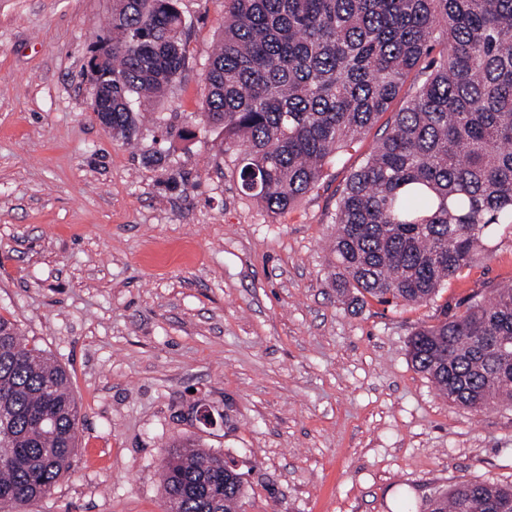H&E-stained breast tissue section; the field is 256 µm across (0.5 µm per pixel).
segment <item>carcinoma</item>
<instances>
[{
    "mask_svg": "<svg viewBox=\"0 0 512 512\" xmlns=\"http://www.w3.org/2000/svg\"><path fill=\"white\" fill-rule=\"evenodd\" d=\"M177 0H112L88 69L111 87L112 135L138 131L187 64ZM442 34L441 61L395 113L336 203L340 294L432 300L502 227L512 229V0H224L209 63L207 124L224 131L241 192L282 213L323 178L339 149L369 130ZM413 366L440 395L477 411L512 405V284L489 301L415 330ZM78 407L58 363L0 316V510L49 494L76 448ZM162 483L168 512L206 502L233 512L244 482L224 458L176 446ZM426 512H512V487L462 480Z\"/></svg>",
    "mask_w": 512,
    "mask_h": 512,
    "instance_id": "carcinoma-1",
    "label": "carcinoma"
}]
</instances>
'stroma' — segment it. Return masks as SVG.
<instances>
[{"instance_id": "stroma-1", "label": "stroma", "mask_w": 512, "mask_h": 512, "mask_svg": "<svg viewBox=\"0 0 512 512\" xmlns=\"http://www.w3.org/2000/svg\"><path fill=\"white\" fill-rule=\"evenodd\" d=\"M179 6L187 67L126 143L86 75L112 0H0V316L79 410L69 470L25 512H167L159 470L186 441L237 465L240 512H423L463 478L512 484V407H456L407 355L416 327L512 282V232L434 301L338 296L332 215L386 119L268 213L201 119L224 0Z\"/></svg>"}]
</instances>
